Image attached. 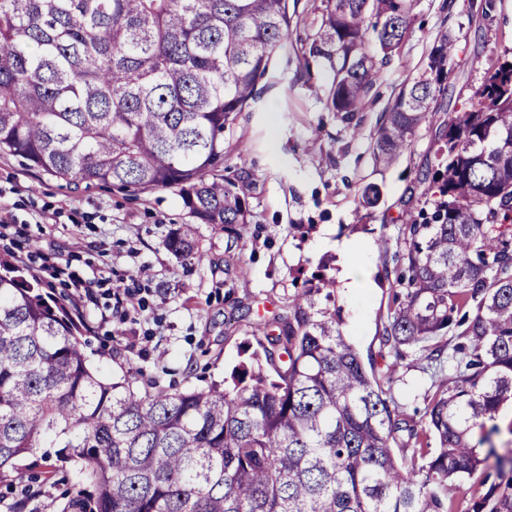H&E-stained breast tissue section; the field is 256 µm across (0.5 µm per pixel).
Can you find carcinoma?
I'll use <instances>...</instances> for the list:
<instances>
[{"label": "carcinoma", "instance_id": "cac0c4a2", "mask_svg": "<svg viewBox=\"0 0 512 512\" xmlns=\"http://www.w3.org/2000/svg\"><path fill=\"white\" fill-rule=\"evenodd\" d=\"M414 0H324L305 51L330 63L329 107L352 123L411 31ZM288 0H0V154L68 185L174 189L193 219L164 240L201 262L197 224L248 223L249 197L220 173L224 131L257 97L281 48ZM433 43L424 73L385 109L375 165L411 148L453 70ZM419 174L433 210L405 214L392 254L402 297L385 327L394 358L443 373L422 429L392 404L340 317L325 274L253 326L260 351L217 384L139 391L90 369L86 324L50 305L0 254V483L55 454L81 467L63 512H453L485 430L512 401V59L435 133ZM375 185L359 206L379 204ZM456 339L453 347L444 336ZM408 432L410 461L394 451ZM470 512H512V478Z\"/></svg>", "mask_w": 512, "mask_h": 512}]
</instances>
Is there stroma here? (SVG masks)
I'll list each match as a JSON object with an SVG mask.
<instances>
[{
  "instance_id": "obj_1",
  "label": "stroma",
  "mask_w": 512,
  "mask_h": 512,
  "mask_svg": "<svg viewBox=\"0 0 512 512\" xmlns=\"http://www.w3.org/2000/svg\"><path fill=\"white\" fill-rule=\"evenodd\" d=\"M291 26L257 99L224 133L225 174L244 185L251 205L237 233L221 226L198 227L203 263L175 257L163 245L168 233L191 218L175 191H121L109 185L72 187L19 159L0 155V252L42 281L46 299L65 288L51 276L55 264L77 278L93 279L99 306L111 288L141 290L138 331L145 354H132L114 337L113 324L88 322L87 353L107 379L137 374V387L171 371L183 387H204L230 377L257 348L252 325L272 315L294 292L297 276L319 266L339 277L345 266L371 271L369 288L348 294L335 289L343 332L378 378L394 377L392 393L414 421H421L435 379L421 355L394 361L384 345L394 290L382 279L385 256L376 243L397 244L402 213L425 204L416 178L434 166L436 128L450 112L467 107L473 92L499 58L512 56V0H494L489 17L477 16L471 0H415L413 29L385 64L373 95L349 127L327 106L332 71L326 60L305 56L318 27L322 0H289ZM450 32L456 41L455 68L411 149L386 171L375 168L371 144L380 113L400 87L419 76L435 38ZM319 139L321 148L305 145ZM379 185L381 203L364 210L358 192ZM356 241L358 250L339 256L335 240ZM56 458L41 464L44 477L28 487L0 484V512L25 500L23 512H61L63 486L51 478Z\"/></svg>"
}]
</instances>
